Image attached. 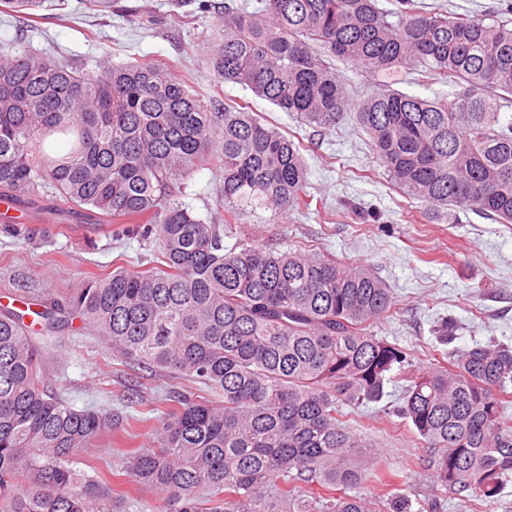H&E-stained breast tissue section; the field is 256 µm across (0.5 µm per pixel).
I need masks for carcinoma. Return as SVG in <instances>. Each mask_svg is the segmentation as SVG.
Segmentation results:
<instances>
[{"mask_svg":"<svg viewBox=\"0 0 512 512\" xmlns=\"http://www.w3.org/2000/svg\"><path fill=\"white\" fill-rule=\"evenodd\" d=\"M67 0H0L17 17ZM198 0L216 15L206 62L218 83L251 90L329 130L355 107L390 183L426 214L445 208L512 224V3L492 22L417 0ZM374 73L418 64L456 88L432 100L387 90L353 103L329 58ZM217 159L222 221L202 218L175 186ZM300 145L249 103L203 101L161 63L109 66L95 77L45 52L0 55V201L46 188L71 213L156 233V260L88 278L33 315L45 328L73 316L122 358L199 382L156 429L157 448L127 457L134 480L168 495L169 512H411L388 486L343 407L376 402L408 351L373 331L395 314L370 266L264 248L227 226L261 208L309 210ZM26 311L0 309V512H112L127 496L85 477L71 456L109 426L44 384L46 362ZM407 377L398 413L431 449L433 482L460 502L493 503L512 480V348H454ZM29 488H18L21 472Z\"/></svg>","mask_w":512,"mask_h":512,"instance_id":"obj_1","label":"carcinoma"}]
</instances>
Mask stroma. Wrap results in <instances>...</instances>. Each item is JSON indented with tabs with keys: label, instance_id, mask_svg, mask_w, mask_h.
Returning <instances> with one entry per match:
<instances>
[{
	"label": "stroma",
	"instance_id": "obj_1",
	"mask_svg": "<svg viewBox=\"0 0 512 512\" xmlns=\"http://www.w3.org/2000/svg\"><path fill=\"white\" fill-rule=\"evenodd\" d=\"M120 3L129 9L122 17L92 9L85 0H69V18L41 19L23 32L11 14L0 11V46L9 45L14 55L30 48L55 50L94 76L111 63H166L201 99L218 92L249 102L253 111L299 144L308 166L307 191L319 207L307 217L262 208L239 225L240 233L258 245L279 250L298 245L331 252L347 264L373 267L391 288L397 310L376 332L407 348L410 372L428 368L438 346L433 327L445 316L463 325L459 347L491 339L512 345V224L461 211L423 224L408 223L411 202L391 185L355 110L344 112L330 131H318L240 85L215 83L203 44L213 14L182 24L177 20L182 12L178 0ZM335 66L355 98L384 89L427 98L449 91L448 86L419 80L415 70L404 67L384 77L342 60ZM218 182L216 165L200 168L185 182L181 202L204 218L216 213ZM9 217V223L0 224V306L66 303L80 280L120 266L140 269L154 260L159 246L154 237H119L112 225L78 220L49 192L38 207L13 208ZM25 227L36 228V236H22ZM33 338L48 362L45 383L50 391L75 409L93 407L113 416L110 431L73 454V468L127 481V453L151 445L154 427L171 408L169 392L189 393L195 384L131 368L91 327L38 330ZM400 404L397 386L391 383L381 401L347 408L346 420L400 476L397 490L411 499L412 512H432L434 500L441 512H464L446 491L428 494L427 451L398 415Z\"/></svg>",
	"mask_w": 512,
	"mask_h": 512
}]
</instances>
